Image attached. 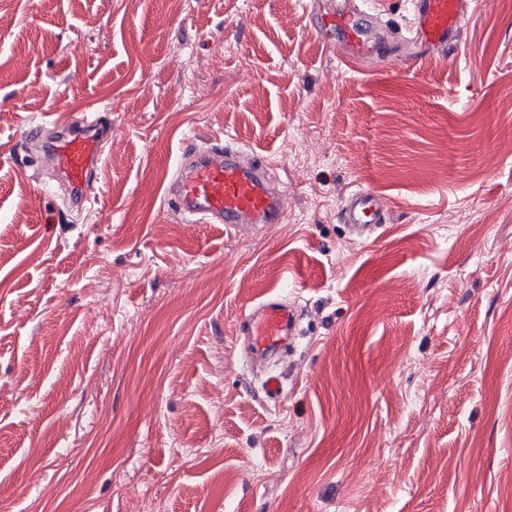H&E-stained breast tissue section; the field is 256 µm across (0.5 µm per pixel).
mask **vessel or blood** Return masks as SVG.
<instances>
[{"label":"vessel or blood","instance_id":"obj_1","mask_svg":"<svg viewBox=\"0 0 512 512\" xmlns=\"http://www.w3.org/2000/svg\"><path fill=\"white\" fill-rule=\"evenodd\" d=\"M413 23L401 39L407 50L401 64L415 60L422 52L451 56L469 19L467 0H412ZM317 20L321 35L339 30L346 55L361 59L373 53L368 30L353 19L360 9L355 0H317ZM112 131L111 121L71 120L33 128L28 137L41 169L53 172L65 186L70 202L79 206L97 176L103 149ZM268 157L245 156L234 143L215 142L205 148L184 149L171 180L167 198L183 222L223 225L227 232H239L261 224H281L286 219L288 199L272 183ZM341 223L359 239H370L390 218L388 202L369 189H357L344 196L339 207ZM250 358L264 360L279 351L293 336L297 311L279 292L272 294L247 317Z\"/></svg>","mask_w":512,"mask_h":512}]
</instances>
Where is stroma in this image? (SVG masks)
<instances>
[{
    "label": "stroma",
    "mask_w": 512,
    "mask_h": 512,
    "mask_svg": "<svg viewBox=\"0 0 512 512\" xmlns=\"http://www.w3.org/2000/svg\"><path fill=\"white\" fill-rule=\"evenodd\" d=\"M81 112L112 138L77 211L23 142ZM198 139L271 157L285 222L182 223ZM282 285L273 400L242 325ZM0 512H512V0L412 68L309 0H0ZM354 2L356 1H345L340 5L334 0L314 1V10H319L321 13L316 22L324 44L328 43V36L332 29L339 30L344 35L341 49L345 54L365 59L373 53V41L369 37L370 31L356 26L353 18L361 13L371 14L361 10ZM339 218L347 224L358 239H370L380 224L390 219L388 202L369 189L359 188L344 196L339 207Z\"/></svg>",
    "instance_id": "obj_1"
}]
</instances>
